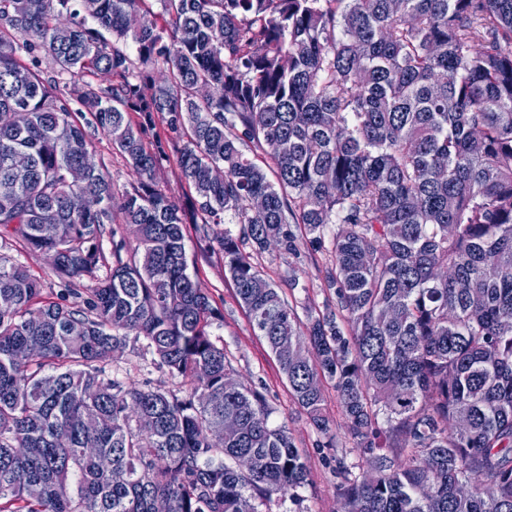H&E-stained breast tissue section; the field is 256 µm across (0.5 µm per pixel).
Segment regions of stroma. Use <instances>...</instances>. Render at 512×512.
Wrapping results in <instances>:
<instances>
[{"label": "stroma", "mask_w": 512, "mask_h": 512, "mask_svg": "<svg viewBox=\"0 0 512 512\" xmlns=\"http://www.w3.org/2000/svg\"><path fill=\"white\" fill-rule=\"evenodd\" d=\"M185 248L190 273L221 314L210 332L217 345L223 346L234 377L242 385L266 396L274 409L273 422L288 427L306 458L307 485L299 489L297 497H275L270 512H340L333 473L334 453L320 447V433L292 398L288 383L266 342L254 332L245 309L237 300L234 285L224 272L223 254L209 243L197 224L188 225ZM330 248L326 239L319 243L308 241L294 256L270 247L254 252L253 258L265 278L283 290L299 317L303 318L308 311L323 309L329 298L321 284ZM118 363L135 382L179 395L187 389L181 379L153 365L151 355L143 348H126Z\"/></svg>", "instance_id": "35a3bbf8"}]
</instances>
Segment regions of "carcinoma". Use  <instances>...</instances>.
Segmentation results:
<instances>
[{"label":"carcinoma","instance_id":"carcinoma-1","mask_svg":"<svg viewBox=\"0 0 512 512\" xmlns=\"http://www.w3.org/2000/svg\"><path fill=\"white\" fill-rule=\"evenodd\" d=\"M88 74L112 82L79 122L58 88ZM158 121L187 132L188 210L143 142ZM91 128L138 175L121 193L93 164L64 177ZM118 214L136 245L108 267ZM189 220L241 225L213 238L224 271L333 450L335 390L361 451L336 458L341 512H512V0H0V248L54 254L68 286L0 255V512H262L307 483L265 395L224 388ZM328 231L336 306L304 322L243 245ZM141 340L185 395L111 368Z\"/></svg>","mask_w":512,"mask_h":512}]
</instances>
